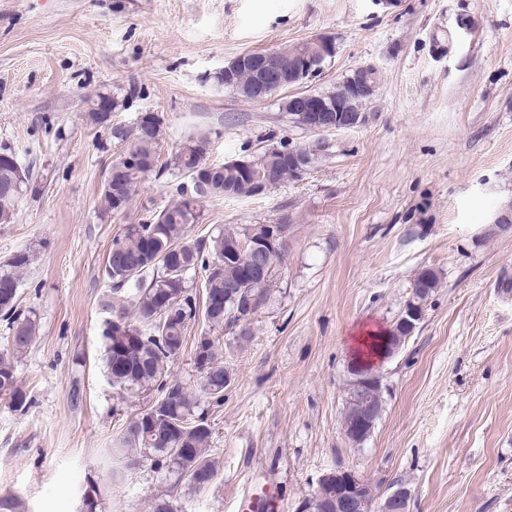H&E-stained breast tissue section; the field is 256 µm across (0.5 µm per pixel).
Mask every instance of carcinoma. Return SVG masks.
I'll list each match as a JSON object with an SVG mask.
<instances>
[{
    "label": "carcinoma",
    "instance_id": "cac0c4a2",
    "mask_svg": "<svg viewBox=\"0 0 512 512\" xmlns=\"http://www.w3.org/2000/svg\"><path fill=\"white\" fill-rule=\"evenodd\" d=\"M236 92L247 95L255 79L244 65L234 71ZM112 137L130 142L128 152L146 166L117 157L105 174L102 198L106 210L122 212L138 184L161 170V129L145 115L131 128L114 127ZM209 137H189L174 155L173 167L185 181L177 187L182 199L141 224H127L112 239L104 275L109 294L101 302L104 360L107 376L120 390H155L160 397L126 421L108 449L112 459V486L119 485L129 463L150 460L167 469L195 492L214 484L218 470L210 458L212 430L198 395L170 373L171 363L183 351L190 324L202 319L208 327L225 329L235 345L252 340L250 319L268 302L273 275L256 277L249 264L248 241L263 237L264 225L228 226L215 234L193 237L188 227L202 218L198 203L204 199L244 198L257 195L253 180L270 177L277 186L296 178V168L286 143L265 148L252 175L224 163L207 162ZM29 179L0 161V223L12 221ZM30 255L14 254L8 270L0 272V318L7 323L11 355L0 354V402L25 413L32 399L19 384L11 357L24 354L36 339L37 320L18 308L17 272L26 268ZM203 272L202 293L194 289L193 275ZM432 270L421 272L412 285L406 306H423L438 287ZM136 294L134 310L120 302L128 291ZM193 362L201 374L200 392L211 400L224 399L232 372L219 353L214 337H195Z\"/></svg>",
    "mask_w": 512,
    "mask_h": 512
}]
</instances>
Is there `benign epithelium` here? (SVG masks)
<instances>
[{"label":"benign epithelium","instance_id":"benign-epithelium-1","mask_svg":"<svg viewBox=\"0 0 512 512\" xmlns=\"http://www.w3.org/2000/svg\"><path fill=\"white\" fill-rule=\"evenodd\" d=\"M311 43L314 48L309 54L296 47L286 68L268 60L272 55L270 51L250 60L261 73V80L252 89L251 100L265 101L276 89L286 84H301L321 73V63L336 52L335 43L326 36H316ZM340 85L345 93L336 96L333 103L312 92H292L288 95V111L296 114L299 124L310 131L357 127L364 121V107L377 93L380 71L371 65L359 66L344 77ZM403 341L404 337L390 329L382 336V347L376 355L368 359L358 356L348 362L347 369L354 373L346 396L352 412L348 421L341 422L340 428L343 437L354 446L371 434L379 416V408L366 397L369 386L381 382L378 363L395 355ZM315 496L326 498L335 512H407L411 490L400 486L381 502L355 472L338 467L322 476Z\"/></svg>","mask_w":512,"mask_h":512}]
</instances>
